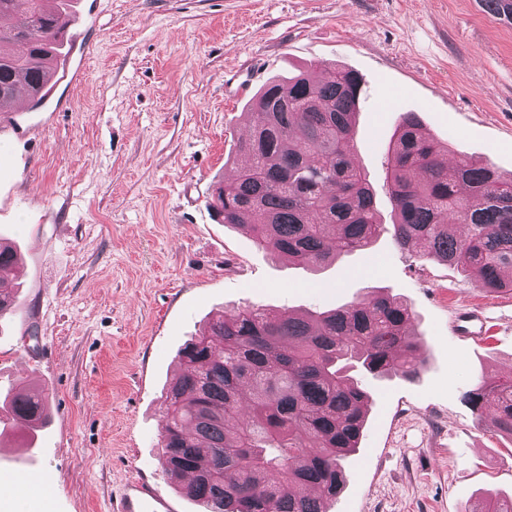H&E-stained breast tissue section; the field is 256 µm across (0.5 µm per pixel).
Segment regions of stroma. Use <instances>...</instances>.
Segmentation results:
<instances>
[{"label": "stroma", "mask_w": 512, "mask_h": 512, "mask_svg": "<svg viewBox=\"0 0 512 512\" xmlns=\"http://www.w3.org/2000/svg\"><path fill=\"white\" fill-rule=\"evenodd\" d=\"M72 42L49 101L0 123V240L18 300L0 317V399L26 381L48 419L24 456L0 434V512H106L126 478L164 472V395L184 344L218 311L333 309L371 289L402 299L423 361L412 381L359 374L369 393L346 484L327 512H471L512 497V438L462 394L512 376V290L396 245L386 182L399 116L512 175V24L478 0H72ZM91 44L83 56L79 43ZM362 78L354 158L383 231L319 271L273 259L215 221V182L268 81L310 67ZM482 307L483 345L450 325Z\"/></svg>", "instance_id": "stroma-1"}]
</instances>
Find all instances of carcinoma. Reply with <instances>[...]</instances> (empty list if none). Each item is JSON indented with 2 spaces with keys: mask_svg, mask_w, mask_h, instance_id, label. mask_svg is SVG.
<instances>
[{
  "mask_svg": "<svg viewBox=\"0 0 512 512\" xmlns=\"http://www.w3.org/2000/svg\"><path fill=\"white\" fill-rule=\"evenodd\" d=\"M512 23V0H480ZM65 0H0V121L16 93L39 106L70 50ZM359 75L347 68L273 80L255 98L236 142L246 163L213 186L209 206L258 248L304 267L368 246L381 231L366 176L352 160ZM451 151L401 114L386 180L401 248L466 272L487 291L512 288V176ZM464 224L459 236L454 226ZM0 242V283L17 273ZM397 299L374 293L332 310L294 315L248 306L215 316L179 352L166 393L161 464L205 512H325L343 486L369 395L349 375L417 377L419 340ZM480 421L512 437V377H481L463 393ZM4 405L36 421L41 394L22 386Z\"/></svg>",
  "mask_w": 512,
  "mask_h": 512,
  "instance_id": "carcinoma-1",
  "label": "carcinoma"
}]
</instances>
